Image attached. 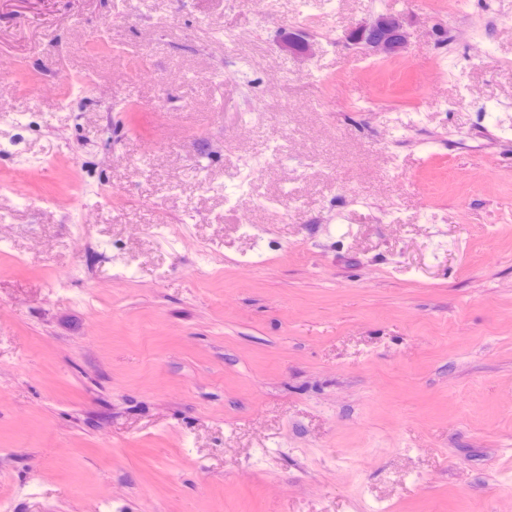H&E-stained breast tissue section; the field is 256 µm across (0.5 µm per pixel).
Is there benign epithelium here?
<instances>
[{"label":"benign epithelium","instance_id":"1","mask_svg":"<svg viewBox=\"0 0 512 512\" xmlns=\"http://www.w3.org/2000/svg\"><path fill=\"white\" fill-rule=\"evenodd\" d=\"M288 50L307 54L312 43L307 35L290 32L285 37ZM347 43L373 56L394 57L401 54L408 43V32L402 18L394 13L382 12L347 33Z\"/></svg>","mask_w":512,"mask_h":512}]
</instances>
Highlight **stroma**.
Returning a JSON list of instances; mask_svg holds the SVG:
<instances>
[{"instance_id": "1", "label": "stroma", "mask_w": 512, "mask_h": 512, "mask_svg": "<svg viewBox=\"0 0 512 512\" xmlns=\"http://www.w3.org/2000/svg\"><path fill=\"white\" fill-rule=\"evenodd\" d=\"M0 59V512H512V0H0ZM347 43L373 56L394 57L408 43V32L399 15L382 12L347 33Z\"/></svg>"}]
</instances>
